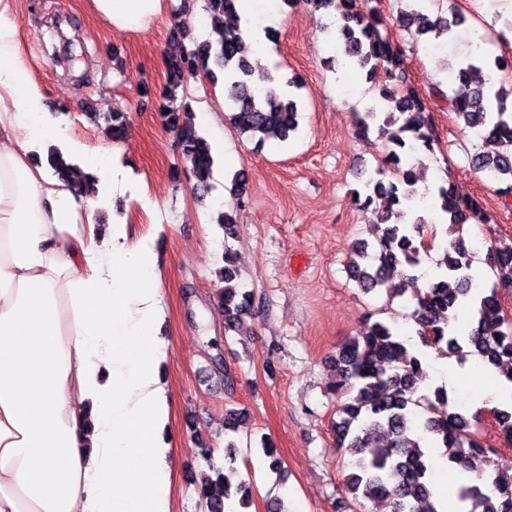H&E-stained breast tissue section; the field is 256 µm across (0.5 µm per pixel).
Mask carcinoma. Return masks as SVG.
I'll return each mask as SVG.
<instances>
[{
    "instance_id": "obj_1",
    "label": "carcinoma",
    "mask_w": 512,
    "mask_h": 512,
    "mask_svg": "<svg viewBox=\"0 0 512 512\" xmlns=\"http://www.w3.org/2000/svg\"><path fill=\"white\" fill-rule=\"evenodd\" d=\"M237 0H205L206 9L224 17V26L198 41L187 34L178 54L167 60L166 83L160 91L165 124L175 133L181 163L194 179V190L206 194L213 188L216 160L211 144L199 130L193 117L192 98L187 84L200 76L212 86L223 84L227 91L230 118L241 134L257 144L287 142L299 130V101L302 88L298 78L275 81L271 73L255 76L244 55L248 31L240 26ZM313 12L335 15L334 30L340 54L326 59L337 68H359L374 82L378 96L358 114L357 134L366 139L378 130L386 134V148L362 187L355 190L356 203L373 208L374 223L383 226L376 242L355 243L348 264L349 279L364 293L387 290L395 297L410 295L411 318L416 334L427 348L447 358L478 357L496 369L512 364V324L501 308L502 292L512 288V243L492 242L488 247L489 267L494 276L491 286L476 288L470 275L471 242L463 236L466 224H487L489 214L481 200L457 192L451 176L432 185L425 172L409 160L411 152H434L435 136L428 118L430 102L407 82L405 55L395 43L380 13L367 7L368 0H309ZM400 25L413 36L446 35L452 41L456 29L466 18L428 14L427 0H405ZM490 65L508 66L502 57L489 52H469L459 60L456 72L471 80L474 73ZM433 94L448 102L463 128L480 132L482 145L470 157L472 168L496 185L502 199L512 197V87L491 82L477 84L466 95H450L437 83ZM95 122H103V131L118 141L126 126L125 113L117 108L94 113ZM36 162L64 186L71 185L74 165L50 144L43 153H35ZM424 188L433 210L453 235L436 262L438 274L425 288H409L415 276L409 270L421 265L428 221L413 200ZM380 197L387 205L375 208ZM237 209L220 211L216 224L224 238L235 234ZM219 277L220 305L224 308V333L239 330L251 311L253 296L243 288L238 259L224 247ZM469 308L471 329L459 332L456 319L462 308ZM330 390L345 397L336 406V447L345 449L352 460V472L346 489L356 503L388 501L391 512H438L432 498V460L423 450L429 437L445 448L450 462H459L469 470L471 483L458 489V499L467 512H512V481L501 475L503 462L498 451L483 443L479 413L467 414L450 405L448 391L435 387L424 393L419 386L426 380L424 357L409 350L391 324L368 322L355 336L341 345L332 359ZM501 443L512 447V408L494 409ZM246 421L239 409H228L224 417L227 438L224 465L210 462L212 449L203 446L198 454L209 460L213 477L198 488L207 512H224V499L231 491L247 494L234 482L237 445L233 435Z\"/></svg>"
}]
</instances>
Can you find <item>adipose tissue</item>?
<instances>
[{
  "instance_id": "1",
  "label": "adipose tissue",
  "mask_w": 512,
  "mask_h": 512,
  "mask_svg": "<svg viewBox=\"0 0 512 512\" xmlns=\"http://www.w3.org/2000/svg\"><path fill=\"white\" fill-rule=\"evenodd\" d=\"M89 4L121 32L163 12V0ZM63 124L22 57L15 0H0V512H172L155 242L96 229L121 155L86 153ZM47 143L93 188L35 165Z\"/></svg>"
}]
</instances>
